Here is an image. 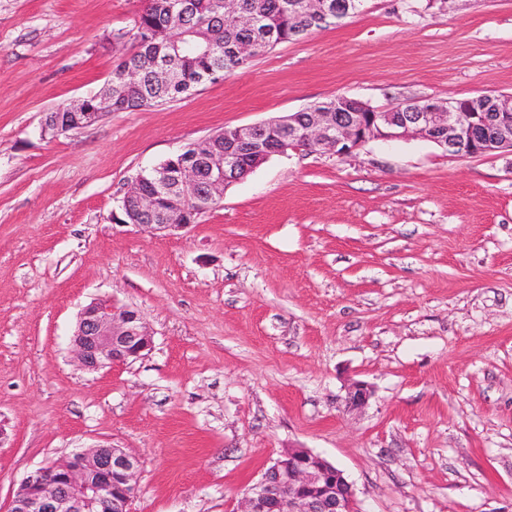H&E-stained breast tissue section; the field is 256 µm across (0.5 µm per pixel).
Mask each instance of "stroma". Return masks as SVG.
Returning a JSON list of instances; mask_svg holds the SVG:
<instances>
[{
    "instance_id": "stroma-1",
    "label": "stroma",
    "mask_w": 512,
    "mask_h": 512,
    "mask_svg": "<svg viewBox=\"0 0 512 512\" xmlns=\"http://www.w3.org/2000/svg\"><path fill=\"white\" fill-rule=\"evenodd\" d=\"M144 5L0 0V512L97 445L141 459L131 512H237L288 448L343 470L358 512H512V153L290 150L167 235L120 207L227 127L339 95L512 94V0H365L187 97L42 137L134 52ZM99 299L141 312L148 355L77 365Z\"/></svg>"
}]
</instances>
